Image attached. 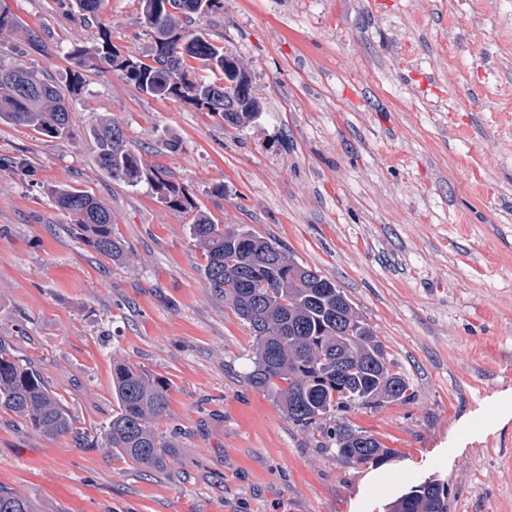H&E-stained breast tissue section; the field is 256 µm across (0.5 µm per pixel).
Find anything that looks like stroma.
<instances>
[{"label":"stroma","instance_id":"stroma-1","mask_svg":"<svg viewBox=\"0 0 512 512\" xmlns=\"http://www.w3.org/2000/svg\"><path fill=\"white\" fill-rule=\"evenodd\" d=\"M0 12L17 22L1 59L82 81L72 137L0 124V339L86 434L45 437L0 409L1 488L36 512H384L435 476L448 512H512V0H221L202 27L247 62L263 105L238 129L69 57L102 26L151 54L140 0H103L89 25L61 0ZM104 117L194 210L97 169ZM61 185L111 209L126 264L72 230ZM198 209L344 290L413 392L344 415L392 459L345 462L250 384L254 337L204 284ZM116 357L170 384L163 468L105 446Z\"/></svg>","mask_w":512,"mask_h":512}]
</instances>
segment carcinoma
Listing matches in <instances>:
<instances>
[{"label":"carcinoma","instance_id":"obj_1","mask_svg":"<svg viewBox=\"0 0 512 512\" xmlns=\"http://www.w3.org/2000/svg\"><path fill=\"white\" fill-rule=\"evenodd\" d=\"M70 18L98 19L102 0H72ZM220 0H142L144 24L154 35L149 62L121 54L108 30L99 26V43L75 45L69 56L80 66L119 71L140 91L188 103L219 115L232 128L246 127L260 115L257 101L224 95V83L248 75L237 55L224 60V47L184 19L205 18ZM221 73L212 80L205 73ZM70 94L20 62L0 65V123L29 127L51 138L73 135ZM97 146L96 164L114 182L136 186L146 180L167 207L187 209L190 200L179 185L148 175L123 126L108 118L90 128ZM56 206L74 218V230L100 256L127 260L124 241L112 232V211L91 193L70 186L53 191ZM190 232L202 250L207 288L224 299L255 337L249 381L270 395L288 421L317 428L336 453L356 465H378L395 452L376 436L347 421L323 426L327 414L356 407L407 401L410 385L394 371L383 344L361 319L345 292L313 271L278 243L243 224H216L199 210ZM169 383L125 360L112 363V392L117 410L105 428V447L125 460L153 470L166 465L173 440L154 424L168 410ZM0 409L11 412L46 437H79L61 396L29 364L0 340ZM0 512H34L19 494L0 487ZM385 512H448V486L432 477L401 494Z\"/></svg>","mask_w":512,"mask_h":512}]
</instances>
